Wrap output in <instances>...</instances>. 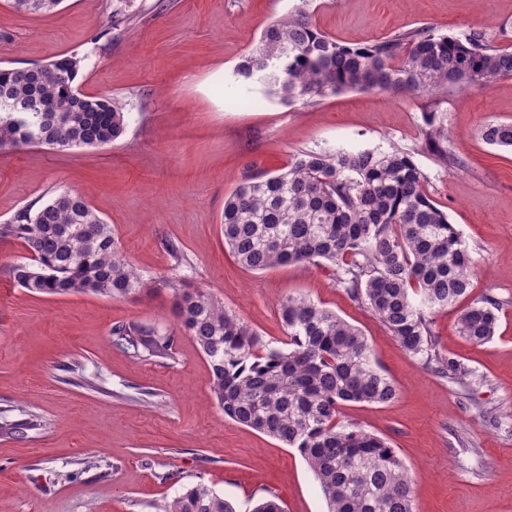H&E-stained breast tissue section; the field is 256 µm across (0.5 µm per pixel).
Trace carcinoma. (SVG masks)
Returning <instances> with one entry per match:
<instances>
[{
    "label": "carcinoma",
    "instance_id": "carcinoma-1",
    "mask_svg": "<svg viewBox=\"0 0 512 512\" xmlns=\"http://www.w3.org/2000/svg\"><path fill=\"white\" fill-rule=\"evenodd\" d=\"M62 0H13L25 12H52ZM84 58L57 57L33 68H0V148L47 145L100 147L127 127L125 104L89 95L76 84ZM245 79L266 73L268 93L308 103L343 91L418 96L437 90L487 87L512 75V51L472 32L461 39L430 26L404 30L361 47L319 31L305 7L269 24L237 68ZM426 146L446 166L448 132L429 120ZM489 145L512 149V122L481 129ZM412 157L393 150L302 152L276 173L238 184L224 200V244L251 271L297 264L335 267L337 284L367 305L408 353L460 383L473 375L436 351L430 314L466 296L473 260L460 233L428 193ZM21 242L29 262L10 275L34 293L127 298L147 289L122 256L111 225L77 193L52 197L0 224V238ZM173 312L204 354L211 390L224 417L296 449L314 473L328 512H414L411 481L386 439L340 420L348 403L385 404L396 387L373 360L367 339L334 312L289 296L279 314L282 347L224 305L182 279L164 280ZM493 303L460 315V334L481 345L496 332ZM117 344L137 357L170 358L177 336L122 323ZM163 512H236L197 484Z\"/></svg>",
    "mask_w": 512,
    "mask_h": 512
}]
</instances>
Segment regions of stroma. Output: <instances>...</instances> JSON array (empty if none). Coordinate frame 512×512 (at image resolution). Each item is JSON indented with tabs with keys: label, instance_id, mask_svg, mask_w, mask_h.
Instances as JSON below:
<instances>
[{
	"label": "stroma",
	"instance_id": "1",
	"mask_svg": "<svg viewBox=\"0 0 512 512\" xmlns=\"http://www.w3.org/2000/svg\"><path fill=\"white\" fill-rule=\"evenodd\" d=\"M302 5L345 45L429 25L512 47V0H62L51 14L0 0V67L78 53L79 88L118 97L128 112L125 134L109 145L0 149V224L77 193L149 284L125 299L34 293L9 274L26 250L0 239V512H161L199 483L236 512L272 497L284 512H327L295 449L219 410L209 364L159 285L173 277L197 284L273 347L286 339L278 308L291 295L358 327L397 396L347 404L341 418L396 449L415 483L414 512H512V150L480 137L487 123L512 122V76L421 97L347 91L282 103L236 70L268 24ZM118 10L127 20L115 26ZM432 112L462 167L427 150ZM367 149L411 155L472 253L466 301L431 315L438 352L473 371L469 387L406 353L337 285L332 266L250 271L224 245V199L238 183L302 151ZM170 243L187 265L175 267ZM487 297L498 326L476 345L458 321L466 303ZM131 322L177 334L172 357L138 358L117 345L113 326ZM21 420L30 429L7 433Z\"/></svg>",
	"mask_w": 512,
	"mask_h": 512
}]
</instances>
